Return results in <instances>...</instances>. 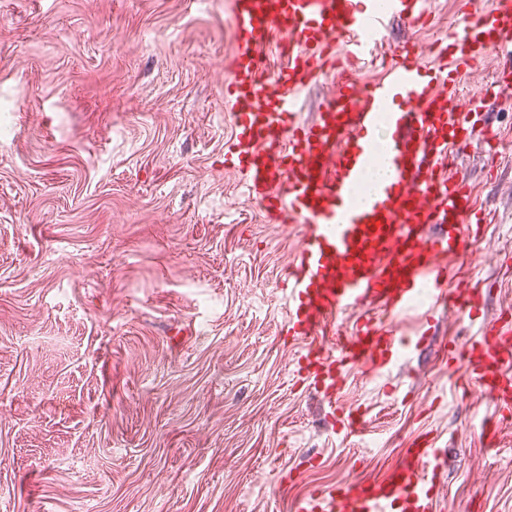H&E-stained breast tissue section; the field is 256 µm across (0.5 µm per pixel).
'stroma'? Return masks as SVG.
Instances as JSON below:
<instances>
[{
    "mask_svg": "<svg viewBox=\"0 0 512 512\" xmlns=\"http://www.w3.org/2000/svg\"><path fill=\"white\" fill-rule=\"evenodd\" d=\"M385 39H447L459 0ZM230 0H0V512H297L311 491L383 477L410 437L441 448L436 512H512V424L461 390L448 351L512 300V86L458 155L491 216L462 320L415 303L384 377L356 368L331 430L283 328L300 225L224 168ZM339 415L337 422H339L341 430L346 436H361L365 429V421L361 414H356L358 410L353 411L351 406H340L337 408Z\"/></svg>",
    "mask_w": 512,
    "mask_h": 512,
    "instance_id": "stroma-1",
    "label": "stroma"
}]
</instances>
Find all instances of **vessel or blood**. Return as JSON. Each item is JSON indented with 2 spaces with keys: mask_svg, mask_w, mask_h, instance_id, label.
Returning a JSON list of instances; mask_svg holds the SVG:
<instances>
[{
  "mask_svg": "<svg viewBox=\"0 0 512 512\" xmlns=\"http://www.w3.org/2000/svg\"><path fill=\"white\" fill-rule=\"evenodd\" d=\"M235 49L225 59L224 100L234 130L224 167L268 217L302 227L288 268L287 332L302 341L300 368L332 399L350 369L383 376L399 349L387 318L419 295L430 308L459 314L479 300L473 289L450 287L449 262L481 240V218L466 177L451 167L460 146L491 135L481 121L487 96L462 100L453 70L473 72L489 52L512 41V0L485 8L439 48L437 67L407 42L395 47L375 79L355 81L357 65L384 50L390 19L425 22V0H231ZM284 61L269 69L262 49L279 34ZM337 92L313 123L299 119L302 92L324 77ZM381 162L393 172L363 206L354 189ZM367 310L348 333L338 313ZM460 386L477 384L499 419L481 424L496 442L500 418L512 416V310L482 327L459 366ZM345 435L365 429L362 415L339 409ZM440 450L414 437L387 476L349 479L311 491L298 512H435L430 475Z\"/></svg>",
  "mask_w": 512,
  "mask_h": 512,
  "instance_id": "b4317fda",
  "label": "vessel or blood"
}]
</instances>
